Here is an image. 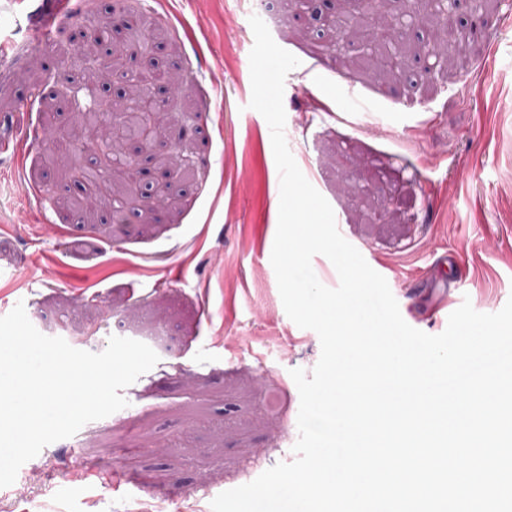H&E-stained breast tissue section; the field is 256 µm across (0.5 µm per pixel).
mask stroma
Instances as JSON below:
<instances>
[{
  "label": "stroma",
  "instance_id": "obj_1",
  "mask_svg": "<svg viewBox=\"0 0 512 512\" xmlns=\"http://www.w3.org/2000/svg\"><path fill=\"white\" fill-rule=\"evenodd\" d=\"M154 52L183 78L179 116L138 184L165 182L179 157L178 210L122 225L89 219L87 186L51 159L52 127L99 60L83 50L122 0H0V316L23 304L44 335L99 353L111 336L155 335L158 363L126 387L127 407L44 447L0 488V512H211L220 493L292 462L316 332L286 314L271 264L280 180L265 118L250 108L249 0H141ZM274 41L300 64L284 86L285 136L332 206L342 236L388 282L403 319L431 335L451 313L443 290L494 313L512 297V0H468L465 48L360 67L364 42L313 24L296 0ZM49 26L44 43L31 33ZM118 469L120 488L83 479Z\"/></svg>",
  "mask_w": 512,
  "mask_h": 512
}]
</instances>
